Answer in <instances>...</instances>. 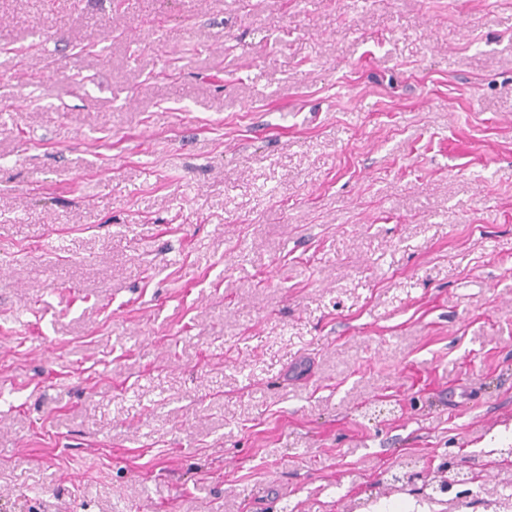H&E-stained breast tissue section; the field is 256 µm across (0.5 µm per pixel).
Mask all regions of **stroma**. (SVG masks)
<instances>
[{"mask_svg":"<svg viewBox=\"0 0 512 512\" xmlns=\"http://www.w3.org/2000/svg\"><path fill=\"white\" fill-rule=\"evenodd\" d=\"M0 512H512V0H0Z\"/></svg>","mask_w":512,"mask_h":512,"instance_id":"stroma-1","label":"stroma"}]
</instances>
